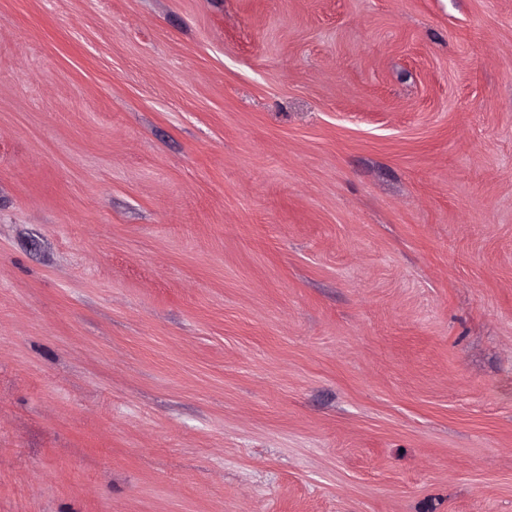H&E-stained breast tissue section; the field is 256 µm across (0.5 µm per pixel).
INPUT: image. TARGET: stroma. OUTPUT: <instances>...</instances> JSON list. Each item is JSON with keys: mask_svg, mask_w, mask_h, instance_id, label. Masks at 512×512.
Listing matches in <instances>:
<instances>
[{"mask_svg": "<svg viewBox=\"0 0 512 512\" xmlns=\"http://www.w3.org/2000/svg\"><path fill=\"white\" fill-rule=\"evenodd\" d=\"M0 512H512V0H0Z\"/></svg>", "mask_w": 512, "mask_h": 512, "instance_id": "stroma-1", "label": "stroma"}]
</instances>
